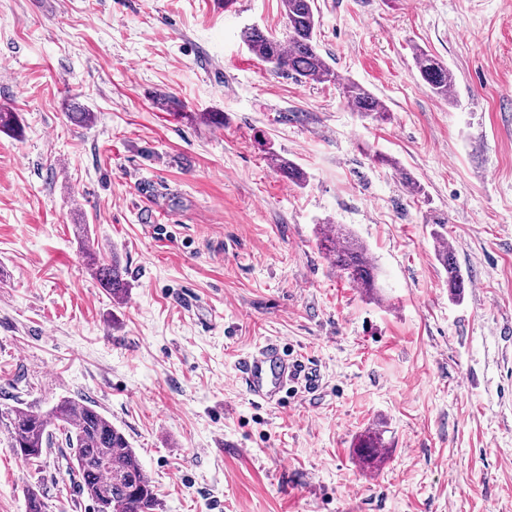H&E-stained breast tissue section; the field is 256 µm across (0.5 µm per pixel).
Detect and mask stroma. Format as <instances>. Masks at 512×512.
Listing matches in <instances>:
<instances>
[{
    "label": "stroma",
    "mask_w": 512,
    "mask_h": 512,
    "mask_svg": "<svg viewBox=\"0 0 512 512\" xmlns=\"http://www.w3.org/2000/svg\"><path fill=\"white\" fill-rule=\"evenodd\" d=\"M317 9L323 53L389 121L256 59L241 31H283L280 0H0V107L22 126L0 132V403L91 402L156 512H512V0ZM80 224L127 267L124 299L87 269ZM323 224L366 243L377 299L329 264ZM267 339L322 389L254 402L237 365ZM369 430L386 441L373 469ZM65 466L0 435V512L34 487L93 512ZM415 63L421 79L429 86L430 90L437 96L448 98V89L451 84L448 67L422 49L416 50ZM270 165L276 168L288 181L295 185H303L306 182V173L297 164L285 157L271 154L269 156ZM439 261L448 274V289L451 295L461 296L462 288H465V280L463 274L448 251L438 253ZM383 433L381 431H369L361 435L357 448L359 449V457L363 462L371 463L380 458L378 448H385Z\"/></svg>",
    "instance_id": "stroma-1"
}]
</instances>
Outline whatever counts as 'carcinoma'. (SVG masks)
Listing matches in <instances>:
<instances>
[{
	"instance_id": "1",
	"label": "carcinoma",
	"mask_w": 512,
	"mask_h": 512,
	"mask_svg": "<svg viewBox=\"0 0 512 512\" xmlns=\"http://www.w3.org/2000/svg\"><path fill=\"white\" fill-rule=\"evenodd\" d=\"M285 35L278 36L257 26L244 28L242 41L256 58L281 75L318 84H338L343 98L363 119L382 121L388 110L368 89L355 82H343L336 68L319 50L316 40L318 9L315 0H281ZM421 79L430 90L448 97L451 75L448 67L422 49L415 52ZM270 165L295 185L306 182V173L285 157L272 154ZM318 245L332 267L372 295L376 288V267L367 247L339 224H324ZM88 269L109 294L121 298L128 288L127 269L117 256L108 263L85 248ZM448 274L450 294L461 296L465 287L463 274L453 256L438 253ZM0 432L16 453L37 459L54 445L69 450V462L61 481L88 498L95 512H155L158 507L152 481L140 464L124 433L112 420L86 401L63 398L46 412L35 411L18 403L0 405ZM364 462L379 458L384 447L383 433L369 431L357 444ZM26 512H50L47 498L31 489L26 496Z\"/></svg>"
}]
</instances>
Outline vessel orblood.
<instances>
[{"label": "vessel or blood", "mask_w": 512, "mask_h": 512, "mask_svg": "<svg viewBox=\"0 0 512 512\" xmlns=\"http://www.w3.org/2000/svg\"><path fill=\"white\" fill-rule=\"evenodd\" d=\"M239 376L248 394L266 404L278 402L288 383L300 381L305 389L315 390L322 381L317 367L289 360L272 339L243 359Z\"/></svg>", "instance_id": "b4317fda"}]
</instances>
